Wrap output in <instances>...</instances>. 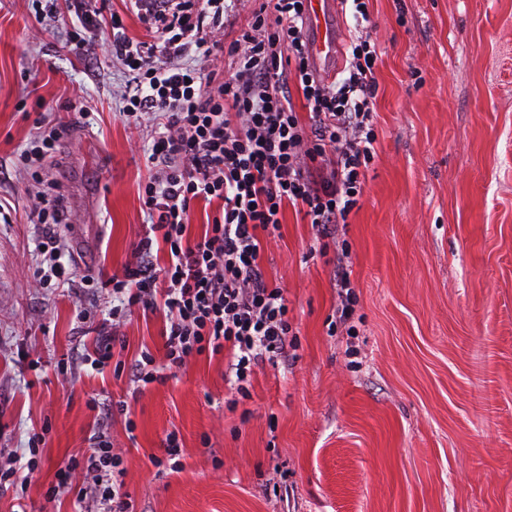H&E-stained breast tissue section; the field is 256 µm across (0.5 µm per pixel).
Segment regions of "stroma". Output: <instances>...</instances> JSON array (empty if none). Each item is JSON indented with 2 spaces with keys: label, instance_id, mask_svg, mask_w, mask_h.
Listing matches in <instances>:
<instances>
[{
  "label": "stroma",
  "instance_id": "35a3bbf8",
  "mask_svg": "<svg viewBox=\"0 0 512 512\" xmlns=\"http://www.w3.org/2000/svg\"><path fill=\"white\" fill-rule=\"evenodd\" d=\"M368 8L381 50L377 157L338 232L355 330H329L335 256L287 210L263 261L288 290L296 337L287 357L255 368L244 397L225 385L220 355L136 390L141 346L160 345L153 317L120 328L124 369L63 372L112 296L35 277L41 230L20 155L36 122L62 127L40 172L62 202V240L78 274H112L148 222L150 140L122 114L125 71L81 53L64 0L44 24L32 0H0V448L25 460L30 435L46 434L27 512H97L94 495L78 507L47 495L87 445L93 398L128 404L107 433L133 512H512V0ZM173 430L179 473L154 464Z\"/></svg>",
  "mask_w": 512,
  "mask_h": 512
}]
</instances>
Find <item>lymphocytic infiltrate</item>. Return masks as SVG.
Segmentation results:
<instances>
[{"mask_svg":"<svg viewBox=\"0 0 512 512\" xmlns=\"http://www.w3.org/2000/svg\"><path fill=\"white\" fill-rule=\"evenodd\" d=\"M257 2L229 43L224 0H126L146 27L142 38L111 16L109 51L129 75L118 92L123 114L151 125L152 173L142 187L150 223L121 274L95 279L117 304L83 358L94 370L114 357L117 326L138 312L156 314L162 345L141 349L136 382H159L162 368L224 353L225 384L247 394L255 367L275 362L293 333L288 291L264 271V239L279 234L286 208L328 234L359 205L377 155L376 46L358 35L342 80L325 82L304 34L308 0ZM222 52L232 59L226 72L186 63L194 53ZM198 201L216 207L207 223L190 220ZM59 204L35 188L30 217L42 228V279L65 285ZM78 469L99 494L98 512H130L124 459L100 424L59 467L54 492H71Z\"/></svg>","mask_w":512,"mask_h":512,"instance_id":"obj_1","label":"lymphocytic infiltrate"}]
</instances>
